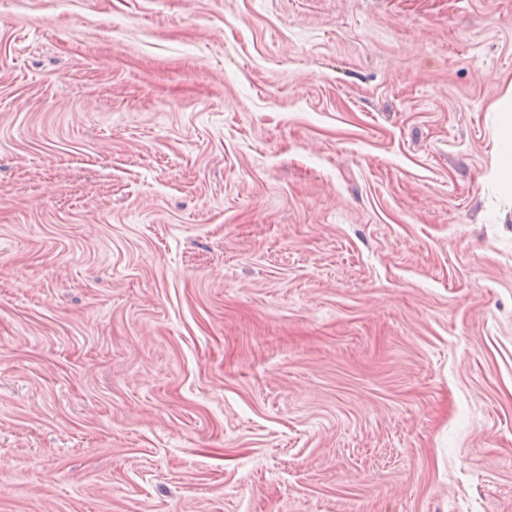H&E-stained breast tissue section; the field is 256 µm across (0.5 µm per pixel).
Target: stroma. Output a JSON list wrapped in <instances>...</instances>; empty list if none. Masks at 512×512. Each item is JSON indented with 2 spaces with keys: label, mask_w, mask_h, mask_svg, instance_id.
I'll list each match as a JSON object with an SVG mask.
<instances>
[{
  "label": "stroma",
  "mask_w": 512,
  "mask_h": 512,
  "mask_svg": "<svg viewBox=\"0 0 512 512\" xmlns=\"http://www.w3.org/2000/svg\"><path fill=\"white\" fill-rule=\"evenodd\" d=\"M512 0H0V512H512Z\"/></svg>",
  "instance_id": "35a3bbf8"
}]
</instances>
